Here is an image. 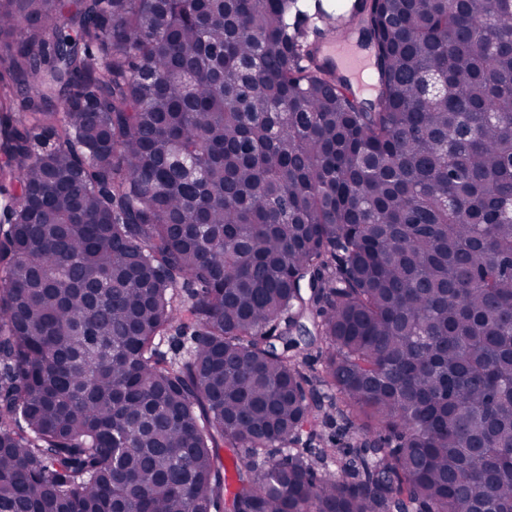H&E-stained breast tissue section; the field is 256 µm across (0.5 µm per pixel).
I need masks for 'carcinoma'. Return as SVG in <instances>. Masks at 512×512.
<instances>
[{
    "mask_svg": "<svg viewBox=\"0 0 512 512\" xmlns=\"http://www.w3.org/2000/svg\"><path fill=\"white\" fill-rule=\"evenodd\" d=\"M296 4L0 0V512H512V0ZM320 45V50L328 56L334 64L344 73H350L362 64V57L364 55L368 60L371 59L373 63V55L370 51L358 49L350 36H343L337 39L335 36L324 37L317 43ZM370 58V59H369Z\"/></svg>",
    "mask_w": 512,
    "mask_h": 512,
    "instance_id": "1",
    "label": "carcinoma"
}]
</instances>
